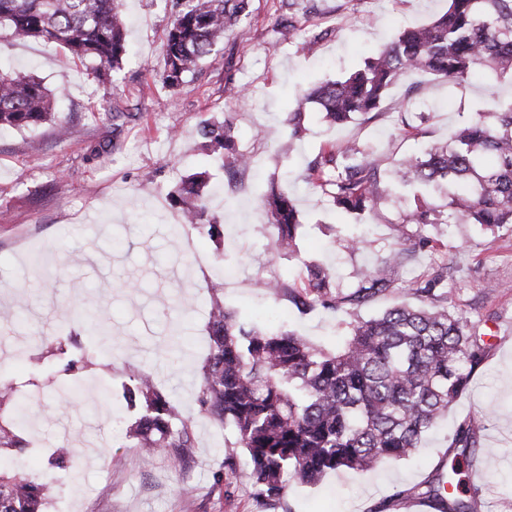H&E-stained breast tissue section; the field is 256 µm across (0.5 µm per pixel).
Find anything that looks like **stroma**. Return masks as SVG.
<instances>
[{"mask_svg": "<svg viewBox=\"0 0 512 512\" xmlns=\"http://www.w3.org/2000/svg\"><path fill=\"white\" fill-rule=\"evenodd\" d=\"M121 4L127 53L107 92L86 65L54 45L0 40V75L32 74L58 94L56 123L0 129V311L16 314L0 324V383L29 375L27 362L9 356L19 344L47 352L62 330L85 340L91 317L112 327L103 366L85 370L79 387L46 383L28 407L26 439L73 436L96 446L93 455L78 452V482L48 484L45 512H375L395 491L429 479L457 426L475 413L490 416L478 454L488 474L480 512H512V230L401 225L413 192L393 186L377 214L357 216L337 209L307 179L309 162L346 140L357 141L388 176L400 159L446 143L471 115L511 103L512 80L483 71L452 90L433 75L408 74L373 117L334 126L312 110L293 138L286 117L298 94L363 65L403 28L444 12L447 0H250L249 15L173 92L158 72L174 0ZM288 16L299 29L290 39L279 27ZM310 40L312 54L303 49ZM421 102L429 105L427 119L410 128L409 110ZM113 104L132 115L117 132L105 118ZM223 118L253 159L233 178L199 135L203 121ZM60 123L67 130L62 138ZM202 170L215 184L207 212L224 226L220 263L199 232L173 231L179 212L170 192L181 177ZM273 189L287 193L302 217L290 257L277 252V231L262 204ZM359 225L365 242L353 249L347 239ZM421 231L447 245L453 307L496 338L468 392L408 460L333 472L312 487L293 485L276 503L254 495L242 474L224 469L229 457L245 463L232 430L196 402L207 346L205 278L232 269L233 280L224 284L228 309L259 327L277 312V326L335 347L356 320L400 301L418 304L412 289L437 259L413 249L410 239ZM394 248L400 255L393 287L358 307L301 313L287 297L267 296L260 287L277 274L302 287L306 264L319 263L334 267L337 290L348 293L362 271ZM132 370L153 373L175 410L190 418L193 450L186 460L114 446L113 425L127 427L136 415L117 412L102 383L120 387Z\"/></svg>", "mask_w": 512, "mask_h": 512, "instance_id": "stroma-1", "label": "stroma"}]
</instances>
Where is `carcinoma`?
Masks as SVG:
<instances>
[{"instance_id":"obj_1","label":"carcinoma","mask_w":512,"mask_h":512,"mask_svg":"<svg viewBox=\"0 0 512 512\" xmlns=\"http://www.w3.org/2000/svg\"><path fill=\"white\" fill-rule=\"evenodd\" d=\"M250 0H176L175 20L165 37L162 84L175 91L194 73L224 35L248 15ZM0 36L14 41L41 39L59 45L95 78L111 83L126 54L119 0H0ZM479 69L512 77V0H448V10L431 22L400 31L397 38L340 80H328L295 99L288 128L302 131L306 111L319 106L331 124L379 110L388 89L409 73L438 76L457 87ZM55 95L37 77L0 76V127L23 129L54 117ZM200 135L219 153L221 167L235 172L249 165L236 147L231 123L207 121ZM309 178L334 205L347 212H376L384 202L378 167L354 141L316 156ZM394 181L408 186L453 187L448 212L431 216L421 202L405 215L408 224L462 221L495 230L512 224V102L499 112L479 113L455 137L422 155L401 160ZM206 173L182 179L170 197L185 224L198 228L220 249L224 225L207 218ZM264 206L277 228V246L295 253L301 227L294 201L269 193ZM397 255L386 256L355 291H336L333 274L307 266V283L286 279L264 287L305 312L359 306L395 281ZM448 265L415 283L424 306L398 303L351 325L344 344L327 349L289 331L248 328L224 307V282L210 283L208 352L199 374L201 412L232 429L247 461L246 476L257 496L281 499L288 486L317 484L341 469L365 471L384 459H404L466 393L491 344L465 315L448 309ZM90 338L75 343L59 336L53 361L35 355L46 378L82 380L100 356L107 329L88 322ZM123 398L142 414L125 438L147 453L184 455L191 447L190 420L179 416L149 373L129 372ZM31 393L0 388V452L12 453L14 467H0V512H44V477L25 471L29 441L20 435ZM485 416L471 415L452 437L425 489L416 497L438 512H478L468 495L463 466L479 451ZM71 440L57 445L51 466L56 481L77 479Z\"/></svg>"}]
</instances>
